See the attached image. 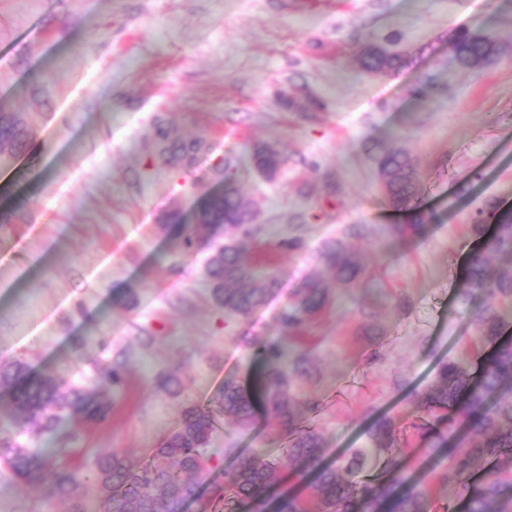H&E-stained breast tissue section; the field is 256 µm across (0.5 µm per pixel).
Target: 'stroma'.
<instances>
[{
	"label": "stroma",
	"instance_id": "stroma-1",
	"mask_svg": "<svg viewBox=\"0 0 512 512\" xmlns=\"http://www.w3.org/2000/svg\"><path fill=\"white\" fill-rule=\"evenodd\" d=\"M460 26L491 31L503 54L454 67L445 36ZM391 36L412 66L365 72L364 48ZM426 80L433 92L415 97ZM314 102L322 110L303 118ZM0 112L35 128L30 151L0 164V210L28 214L0 229V363L21 357L32 374L93 390L97 365L126 359L125 389L104 393L111 418L70 442L81 464L109 452L149 462L187 406L216 407L225 378L249 381L259 341L307 355L299 412L328 464L371 447L380 418L409 426L441 363L471 369L493 350L474 326L487 297L465 275L481 247L477 210L512 209V0H0ZM159 121L206 137L214 156L266 143L287 159L275 180L248 167L235 177L263 226L250 248L277 279L251 316L216 306L207 249L183 256L161 227L216 182L214 157L188 174L149 163ZM378 147L413 160L421 233L390 234L410 216L383 200ZM349 224L371 229L350 241L367 275L332 284L329 307L284 330L323 241ZM297 235L304 252L276 249ZM169 373L178 392L159 384ZM281 448L270 417H223L206 493L241 457ZM64 509L43 485L0 479V512Z\"/></svg>",
	"mask_w": 512,
	"mask_h": 512
}]
</instances>
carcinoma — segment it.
<instances>
[{"label": "carcinoma", "mask_w": 512, "mask_h": 512, "mask_svg": "<svg viewBox=\"0 0 512 512\" xmlns=\"http://www.w3.org/2000/svg\"><path fill=\"white\" fill-rule=\"evenodd\" d=\"M446 41L451 63L458 69L483 68L501 54L495 36L482 29L450 30ZM411 62V55L377 45L368 47L361 58V66L373 73L397 72ZM0 142L18 157L30 149L32 129L20 115L3 112ZM207 154L205 137H180L162 122L155 125L149 152L154 163L188 173ZM376 163L385 200L392 208L413 214L412 222L396 227V233L419 232L429 217L417 205L420 187L410 157L401 151L379 150ZM250 164L273 178L286 159L273 146L257 144ZM234 168L229 158L213 170L214 180L224 189L204 195L190 223L174 208L165 214L163 228L178 230L187 254L199 243H208L204 269L213 300L224 313L246 317L266 302L276 277L261 270L243 245L261 227L256 211L235 185ZM489 223L497 225V232L486 241L485 254L512 266V212H501L489 203L478 211L474 229L480 234ZM364 232V225L349 224L343 237L325 242L318 251V263L333 279L354 282L364 274L362 257L345 242L346 237ZM485 254L472 259L468 281L491 298L477 317L476 331L496 347L476 379L455 362L440 366L434 382L416 396L413 431L430 455H446L448 464L438 471L436 483L456 495H467L468 512H512V344L497 343L504 323L497 301L512 299V274L491 276ZM328 298L322 281H303L293 305L281 317L282 327L299 328L325 307ZM256 349L259 371L253 385L247 388L233 379L224 380L217 410L186 409L151 461L137 471L117 453L97 457L85 472L58 465L56 457L70 456L74 449L63 445L56 455L48 456L37 443L57 434L64 423L79 430L107 420L112 404L57 374L33 376L21 360L0 364V391L8 396V412L0 413V477L24 484L51 479V496L67 502V512H86L84 497L90 486L107 491L102 512H183L202 497L207 447L220 417L231 415L247 426L261 411L287 433L288 446L278 459L253 453L224 471L222 491L211 499L213 508L222 504L235 512L244 504L269 500L275 512H451V503L440 502L415 483L405 452L411 442L399 437L390 417L377 421L373 429L374 451L385 455V482L362 476L374 452L369 448L355 451L344 464H323L320 434L296 416V384L306 370L281 344L259 343ZM124 374L123 363L110 362L98 368L97 378L116 390L123 386ZM288 467L314 473L310 485L314 506L295 496L270 499Z\"/></svg>", "instance_id": "cac0c4a2"}]
</instances>
